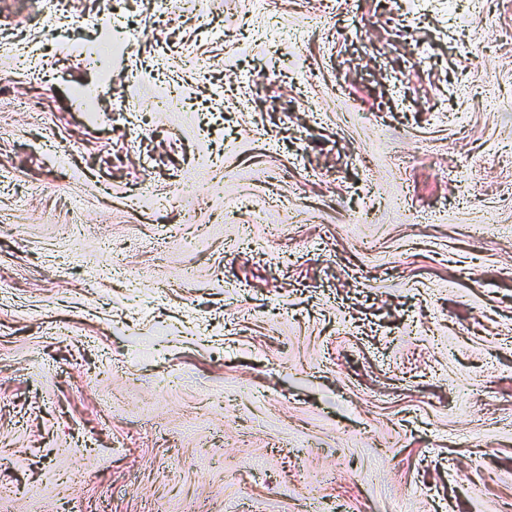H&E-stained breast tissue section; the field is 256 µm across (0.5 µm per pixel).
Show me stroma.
Masks as SVG:
<instances>
[{
    "instance_id": "1",
    "label": "stroma",
    "mask_w": 512,
    "mask_h": 512,
    "mask_svg": "<svg viewBox=\"0 0 512 512\" xmlns=\"http://www.w3.org/2000/svg\"><path fill=\"white\" fill-rule=\"evenodd\" d=\"M125 2L99 127L0 0V512H512V0Z\"/></svg>"
}]
</instances>
